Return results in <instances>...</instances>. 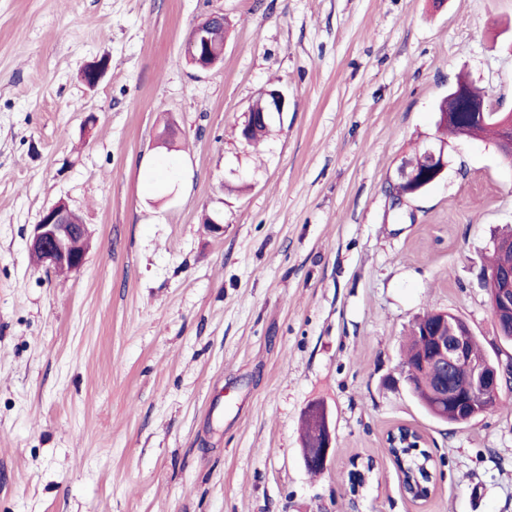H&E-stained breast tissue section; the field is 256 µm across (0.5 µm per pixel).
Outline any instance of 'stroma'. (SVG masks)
Here are the masks:
<instances>
[{
  "mask_svg": "<svg viewBox=\"0 0 512 512\" xmlns=\"http://www.w3.org/2000/svg\"><path fill=\"white\" fill-rule=\"evenodd\" d=\"M212 13L202 71L184 43ZM510 42L512 0H0V512H512V392L461 429L382 385L429 309L512 356L477 279L512 164L452 139L390 196L458 76L512 111ZM270 87L288 109L255 148ZM61 200L92 233L64 275L28 251ZM402 424L436 463L421 504L385 447ZM263 97L266 99L265 112H262V110L265 108V101L262 99V97L257 100L251 109V112H257V120L254 123L251 122V130L247 137L245 139L243 138L248 143L255 141L259 137L263 136L271 124L272 120H270L268 117L265 121L260 119V112H262V115L266 114L267 116L271 115L274 117L275 114H281L288 108V102L285 95L281 90L277 88L267 89L263 94ZM429 155L431 156L433 163L437 165L435 168L436 174L431 179L435 180L445 171L448 165L447 155L445 154L444 147H430L428 149H422V151L416 153L411 159L404 162V166L408 169L409 172H414L417 173V175H421L423 172L431 168V158ZM406 168H400V177L406 182L414 183L417 180L416 174H410ZM439 178H437L435 182ZM310 418L316 423H313L309 418L305 420V442L303 448V456L305 460L306 466L315 469L310 470L311 472L317 473L323 471L327 462L333 454V435L330 430L329 422L327 414H324V418L322 416V412L317 409L311 410L309 413ZM322 429V436H321ZM321 436L320 441L313 446L312 448H307V446H312L314 442H316ZM317 470V471H316Z\"/></svg>",
  "mask_w": 512,
  "mask_h": 512,
  "instance_id": "obj_1",
  "label": "stroma"
}]
</instances>
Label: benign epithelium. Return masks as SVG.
I'll list each match as a JSON object with an SVG mask.
<instances>
[{
	"label": "benign epithelium",
	"instance_id": "obj_1",
	"mask_svg": "<svg viewBox=\"0 0 512 512\" xmlns=\"http://www.w3.org/2000/svg\"><path fill=\"white\" fill-rule=\"evenodd\" d=\"M210 20L198 24L187 40L185 52L190 61L200 70H210L223 60L224 47L213 44L209 35ZM266 115L280 114L287 110L288 102L277 88L265 91ZM89 247V232L81 224L69 206L59 201L43 211L40 221L33 225L28 248L39 257L41 265L48 270L78 271L85 262ZM493 278L498 282L497 294L490 301L495 317L498 335L512 340V267L498 269L482 268L477 279ZM428 349L420 359L404 365L399 378L392 376L385 380L394 385L398 380L409 382L408 375L430 368L437 374V397L439 404H453L464 407L470 416L487 413L498 401L502 389L512 384V357L507 362L493 360L489 356L476 360L469 353L472 330L463 321H448L446 314L432 321L423 330ZM467 366L470 378L466 388L456 382V373L461 366ZM321 429L320 441L311 448L303 449L306 466L323 471L333 454V435L328 418L313 409L309 413Z\"/></svg>",
	"mask_w": 512,
	"mask_h": 512
}]
</instances>
